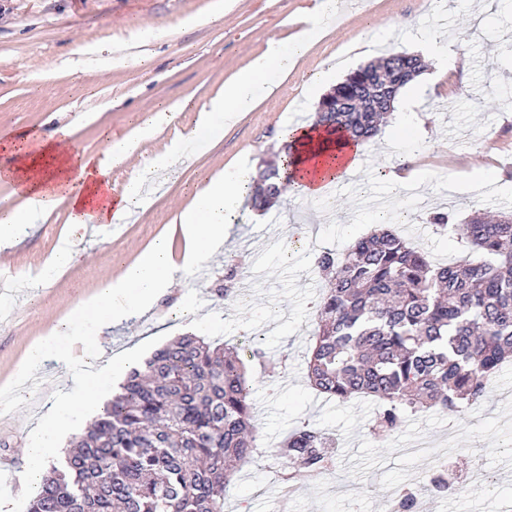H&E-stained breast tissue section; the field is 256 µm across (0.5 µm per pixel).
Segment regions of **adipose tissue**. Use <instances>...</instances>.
Instances as JSON below:
<instances>
[{
	"mask_svg": "<svg viewBox=\"0 0 512 512\" xmlns=\"http://www.w3.org/2000/svg\"><path fill=\"white\" fill-rule=\"evenodd\" d=\"M335 12L336 0H320L309 28L297 32L288 41L269 42L264 52L254 55L231 80L225 81L223 91L201 107L195 127L177 134L164 154L132 171L120 194L112 192L113 168L128 161L146 138L171 125L181 110L180 105L173 104L153 113L121 139L107 140L99 157L66 153L52 137L34 153L26 148L23 138H16L8 146L14 163L0 171V178L13 184L22 203L16 206L0 201V250L16 245L47 212L63 207L70 214V236L48 257L47 266L55 270L68 267L74 260V235L88 225L108 224L113 218L140 208L144 187L169 171L188 145L223 132L238 113L250 111L269 92L271 74L288 71L322 31L323 19ZM284 137L292 143L297 156L290 184L291 193L297 198H325L329 184L347 179L357 157L366 150L362 143H328L319 128L309 125L287 128ZM250 178L251 171L247 168L206 178L191 206L179 210L174 217L189 242L184 264L174 263L166 239L154 241L119 276L103 277L94 297L75 308L67 320L72 342L96 346L113 325L150 311L159 296L174 285L180 268H192L222 251L239 215ZM50 360L62 374L76 370L70 351L55 348L49 341L40 342L27 352L23 370L26 380H35ZM69 407L65 398L48 407L34 440L24 446L22 482L26 488H37L47 460L62 452L73 427L66 418Z\"/></svg>",
	"mask_w": 512,
	"mask_h": 512,
	"instance_id": "ef3b65f1",
	"label": "adipose tissue"
}]
</instances>
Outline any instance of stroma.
<instances>
[{"label": "stroma", "mask_w": 512, "mask_h": 512, "mask_svg": "<svg viewBox=\"0 0 512 512\" xmlns=\"http://www.w3.org/2000/svg\"><path fill=\"white\" fill-rule=\"evenodd\" d=\"M316 0H0V142L27 132L40 141L69 127L67 150L99 155L104 130L120 139L133 127L134 114L159 105L186 102L175 123L146 141L139 154L112 171L122 191L132 170L161 155L177 134L194 126L198 110L269 40L287 34ZM364 9L332 18L322 38L289 70L273 74L272 91L222 135L193 146L167 174L163 188L143 203L119 232L105 227L77 244V257L61 275L35 288L28 275L41 272L45 259L66 237L69 215L58 208L10 250L21 274L0 295V380L20 374L29 347L53 336L59 347L69 336L50 329L93 295L107 273L121 271L138 250L157 238H175L176 211L186 207L200 179L230 167L280 161L286 126L315 121L321 92L309 84L332 69L342 82L356 68L390 51L420 54L432 36H443L449 51L465 56V84L449 92L435 73L436 60L404 86L391 117L404 104L429 114L421 145L410 153L391 124L369 143L366 163L331 199L303 200L281 194L268 210L243 205L235 235L225 251L185 273L154 309L134 324L113 328L101 343L99 359L131 355V367L163 344L191 332L208 341L258 348L283 358L280 378L264 376L249 363L258 441L266 454L244 463L224 497L225 512H389L392 493L427 479L438 462L457 479L471 471L490 475L484 487H462L425 499L427 512H498L512 500V363L491 382L484 401L457 413L433 409L409 415L389 434H375L374 401L357 397L339 402L316 393L304 375V356L314 329L310 301L323 282L316 270L318 250H344L376 227L380 208L405 214L396 230L434 258L458 260L460 244L435 232L431 212L454 222L472 215H496L512 208V112L489 108V98L512 100V0H494L476 32L459 41L461 15L455 0H360ZM90 49L120 46L108 72L87 68L74 77L75 45ZM413 154L423 178L406 195L394 196L382 177L385 166ZM484 164L500 183L474 188L472 168ZM246 258L251 289L245 299L215 292L227 265ZM61 383L52 372L20 400V412L0 420V505L26 512L30 492L16 484L28 442L45 401ZM309 424L336 440L329 472L300 471L283 481L276 454L295 427ZM416 441L429 444L426 456L408 454Z\"/></svg>", "instance_id": "1"}]
</instances>
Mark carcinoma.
<instances>
[{
  "label": "carcinoma",
  "mask_w": 512,
  "mask_h": 512,
  "mask_svg": "<svg viewBox=\"0 0 512 512\" xmlns=\"http://www.w3.org/2000/svg\"><path fill=\"white\" fill-rule=\"evenodd\" d=\"M420 72L417 56L392 54L351 72L319 103L327 135L365 143L388 109L379 102ZM290 179L259 173L252 196L265 210ZM453 227L465 257L437 263L390 227L316 259L326 286L315 306L306 355L312 389L338 401L370 396L379 430L426 409L477 405L501 365L512 361V213L475 215ZM267 375L286 369L254 349ZM244 353L187 333L132 370L89 430L52 466L27 512H224L232 467L259 454ZM328 437L294 429L277 455L294 470L328 471Z\"/></svg>",
  "instance_id": "carcinoma-1"
}]
</instances>
